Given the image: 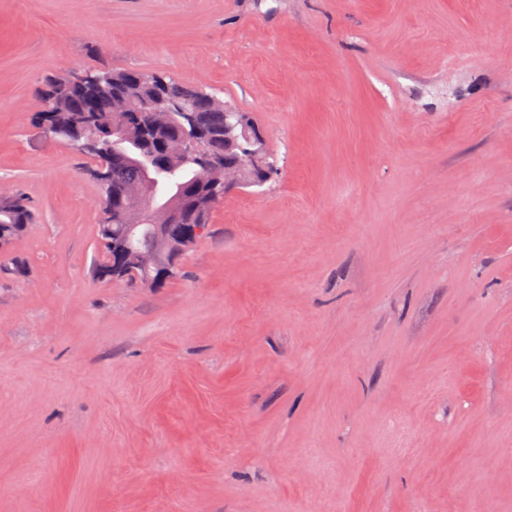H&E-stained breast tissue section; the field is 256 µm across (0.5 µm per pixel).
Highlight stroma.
I'll use <instances>...</instances> for the list:
<instances>
[{
	"label": "stroma",
	"mask_w": 512,
	"mask_h": 512,
	"mask_svg": "<svg viewBox=\"0 0 512 512\" xmlns=\"http://www.w3.org/2000/svg\"><path fill=\"white\" fill-rule=\"evenodd\" d=\"M151 69L281 175L97 278L49 75ZM0 512H512V0H0ZM34 223V214L23 194L0 203V238L4 243L22 235Z\"/></svg>",
	"instance_id": "obj_1"
}]
</instances>
